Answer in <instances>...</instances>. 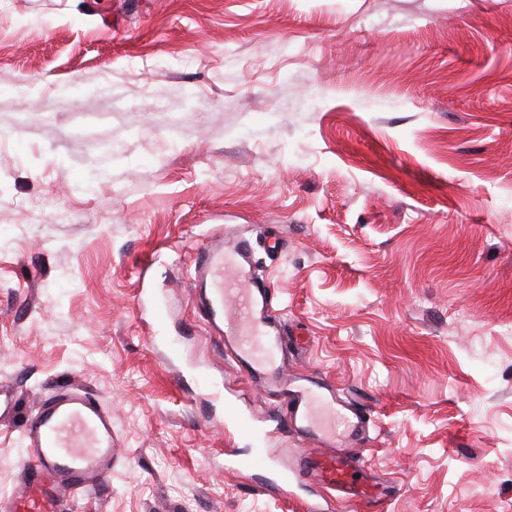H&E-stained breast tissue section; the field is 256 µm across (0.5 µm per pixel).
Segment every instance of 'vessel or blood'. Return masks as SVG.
Instances as JSON below:
<instances>
[{
	"instance_id": "1",
	"label": "vessel or blood",
	"mask_w": 512,
	"mask_h": 512,
	"mask_svg": "<svg viewBox=\"0 0 512 512\" xmlns=\"http://www.w3.org/2000/svg\"><path fill=\"white\" fill-rule=\"evenodd\" d=\"M252 258L248 238L215 236L198 252L192 279L197 308L223 339L229 364L264 381L287 402L276 432L284 436L307 431L323 444L322 449L300 453L294 468L275 470L270 489L284 495L289 485L309 484L332 496L377 506L382 490L364 478L349 452L368 424L366 414L313 377L287 379L279 363L287 329L273 313L275 296L256 275ZM238 425L256 444L250 467L274 470L266 446L271 433L245 416ZM24 439L30 454L20 462L21 483L11 497L0 499V512H74L77 497L112 472V415L79 387L64 386L40 399L25 425Z\"/></svg>"
}]
</instances>
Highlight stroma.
<instances>
[{"instance_id":"1","label":"stroma","mask_w":512,"mask_h":512,"mask_svg":"<svg viewBox=\"0 0 512 512\" xmlns=\"http://www.w3.org/2000/svg\"><path fill=\"white\" fill-rule=\"evenodd\" d=\"M219 230L255 243L284 370L370 414L384 512H512V0H0V498L78 383L119 454L79 512L323 507L225 462L277 398L195 309Z\"/></svg>"}]
</instances>
